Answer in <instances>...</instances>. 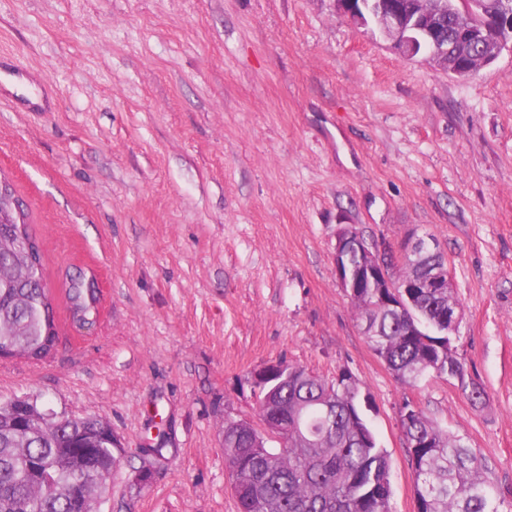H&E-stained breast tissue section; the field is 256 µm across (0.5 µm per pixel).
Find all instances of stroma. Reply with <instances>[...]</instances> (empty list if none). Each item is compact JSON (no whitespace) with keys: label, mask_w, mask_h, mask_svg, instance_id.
<instances>
[{"label":"stroma","mask_w":512,"mask_h":512,"mask_svg":"<svg viewBox=\"0 0 512 512\" xmlns=\"http://www.w3.org/2000/svg\"><path fill=\"white\" fill-rule=\"evenodd\" d=\"M0 179L43 253L60 339L0 358V401L108 421L95 512H236L225 419L278 361L369 394L392 512H417L404 402L512 491V53L459 81L333 0H0ZM448 260L457 381L398 380L336 277L339 227ZM99 288L78 328L70 275Z\"/></svg>","instance_id":"obj_1"}]
</instances>
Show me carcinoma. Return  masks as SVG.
I'll return each instance as SVG.
<instances>
[{
	"label": "carcinoma",
	"mask_w": 512,
	"mask_h": 512,
	"mask_svg": "<svg viewBox=\"0 0 512 512\" xmlns=\"http://www.w3.org/2000/svg\"><path fill=\"white\" fill-rule=\"evenodd\" d=\"M443 255L402 257L397 279L426 277ZM73 320L96 322L94 283L70 278ZM363 333L388 368L411 384L427 374L464 380V359L451 348L444 318L459 305L451 288H421L398 310L363 284L350 295ZM58 339L39 244L25 221L0 224V355L41 360ZM258 419L224 420V461L237 512H391L389 461L378 447L352 374L326 381L305 367L278 362L259 394ZM280 447L267 446L260 424ZM418 498V512H502L512 499L485 476L486 466L463 439L405 403L401 411ZM102 470L117 469L121 448L97 416L50 417L0 402V512H74L70 487H89L84 512H95L102 482L85 470L86 455Z\"/></svg>",
	"instance_id": "obj_1"
}]
</instances>
